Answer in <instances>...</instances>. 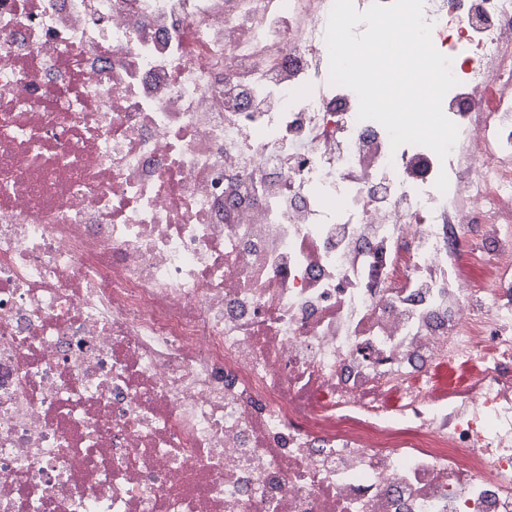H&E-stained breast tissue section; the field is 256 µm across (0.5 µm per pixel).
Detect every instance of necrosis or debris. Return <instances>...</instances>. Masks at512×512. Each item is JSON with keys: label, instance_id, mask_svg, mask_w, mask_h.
<instances>
[{"label": "necrosis or debris", "instance_id": "necrosis-or-debris-1", "mask_svg": "<svg viewBox=\"0 0 512 512\" xmlns=\"http://www.w3.org/2000/svg\"><path fill=\"white\" fill-rule=\"evenodd\" d=\"M332 4L0 0V512H512V0L423 2L443 161Z\"/></svg>", "mask_w": 512, "mask_h": 512}]
</instances>
